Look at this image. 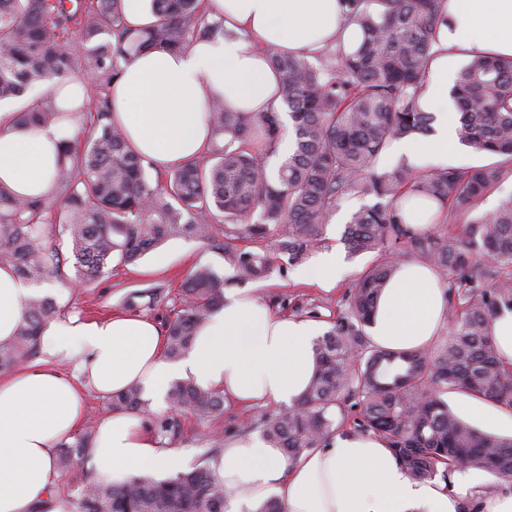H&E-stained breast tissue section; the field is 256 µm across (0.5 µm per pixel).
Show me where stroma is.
I'll list each match as a JSON object with an SVG mask.
<instances>
[{"label": "stroma", "mask_w": 512, "mask_h": 512, "mask_svg": "<svg viewBox=\"0 0 512 512\" xmlns=\"http://www.w3.org/2000/svg\"><path fill=\"white\" fill-rule=\"evenodd\" d=\"M367 261L364 255L347 257L346 275L327 290L317 283L297 280V266L280 260L268 279L245 284L244 289L269 305L275 299H282L279 313H293L300 318L326 323L343 309L344 295ZM201 265L210 266L220 274L228 269L223 252L195 239L176 238L165 241L136 263L113 265L101 278L84 288L65 286V279L73 276L74 269L72 265H64L62 278L40 284L39 290L54 296L65 313H74L85 319H103L125 312L124 298L129 293L161 283L168 295L166 306L156 309L140 306L136 312L162 326L180 307L182 284L187 275ZM249 416V411L230 403L226 404L223 416L209 422L199 421L190 414L182 416V433L172 438L170 444L182 450L184 466H192L199 459V436L224 430Z\"/></svg>", "instance_id": "obj_1"}]
</instances>
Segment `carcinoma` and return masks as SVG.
Segmentation results:
<instances>
[{"label":"carcinoma","mask_w":512,"mask_h":512,"mask_svg":"<svg viewBox=\"0 0 512 512\" xmlns=\"http://www.w3.org/2000/svg\"><path fill=\"white\" fill-rule=\"evenodd\" d=\"M357 41L342 39L305 56L273 53L282 110L258 116L210 104L212 142L204 154L150 181V163L112 121L110 88L121 63L147 50L181 51L193 40L224 35V18L208 20L202 0H150L156 21L132 28L124 0H0V101L40 88L39 97L13 113V123L39 128L70 113L49 101L44 86L71 77L91 79L95 101L77 136L65 140L55 193L23 199L0 188V265L39 284L61 275L67 259L44 242L68 237L75 274L67 284L88 285L112 263L131 264L173 238L202 240L224 252L232 273L197 267L183 284L182 307L166 321L167 356L186 353L197 329L224 306V290L270 276L276 259H308L326 241L332 216L347 196L376 202L354 211L341 240L348 253L373 254L355 280L345 309L313 344L314 373L291 407L263 412L235 426L258 431L291 458L326 448L348 427L384 439L401 469L417 481L453 487L458 472L477 469L512 479V437L479 431L445 400L449 392L512 409V363L491 336L492 320L512 311V195L490 215L454 233L420 232L408 225L412 195L439 207V218L481 199L512 178V56L471 53L451 97L459 143L491 158L479 167L427 168L401 159L379 168L395 140L424 136L435 116L423 94L437 52L443 0H344ZM292 150L273 172L287 127ZM274 242L275 253L268 251ZM403 260L445 271L448 316L428 348L384 349L367 328L377 301ZM164 285L131 293L130 307H160ZM60 315L54 297L33 293L14 341L0 345V372L41 354V331ZM173 415L155 422L161 438L181 433L177 415L210 420L224 414V396L189 381L174 384ZM113 411L141 412L133 385L112 396ZM91 433L59 444L55 469L65 475L83 464ZM224 448L212 436L206 459L157 480L148 474L121 485L87 483L74 512H226L227 493L207 467Z\"/></svg>","instance_id":"obj_1"}]
</instances>
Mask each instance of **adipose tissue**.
Instances as JSON below:
<instances>
[{
  "label": "adipose tissue",
  "instance_id": "adipose-tissue-1",
  "mask_svg": "<svg viewBox=\"0 0 512 512\" xmlns=\"http://www.w3.org/2000/svg\"><path fill=\"white\" fill-rule=\"evenodd\" d=\"M209 5L232 37L197 40L177 54L135 56L110 90L113 120L134 150L161 170L209 146L212 98H223L225 107L238 112L279 106L268 51L306 54L334 43L346 24L340 0H209ZM442 14L441 53L425 94L435 114L434 131L396 145L398 154L414 163L431 158L444 165L457 150L448 111L449 53L512 56V0H445ZM11 109L0 103V186L29 199L50 196L68 128L17 129L9 123ZM29 294L12 269L0 265V345L12 340ZM447 314L437 272L406 262L377 302L370 335L385 348L428 347ZM320 329L313 320L274 314L246 292H230L197 331L187 354L172 361L151 320L54 319L43 330L47 358L0 377V512H68L56 490L53 459L59 443L81 428L88 393L107 398L137 384L153 412L166 408L172 382L190 380L242 407H289L311 380L312 341ZM56 356L79 357L85 381L59 371L52 363ZM85 466L121 484L143 471H175L181 454L161 446L144 414L113 412L98 421ZM208 466L233 495L230 512H259L271 496L285 512H458L470 481L457 476L447 491L412 481L385 440L348 433L292 460L259 435L239 437L226 441Z\"/></svg>",
  "mask_w": 512,
  "mask_h": 512
}]
</instances>
